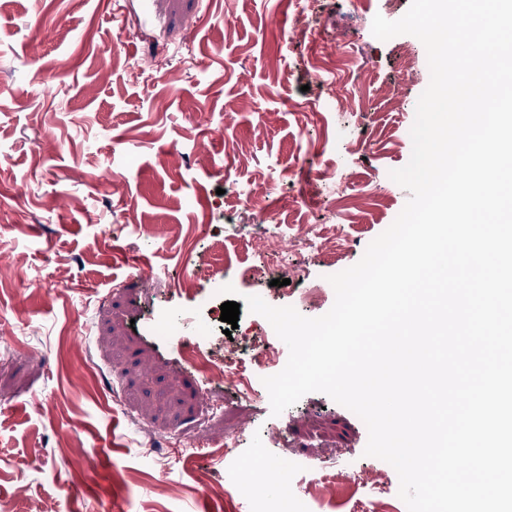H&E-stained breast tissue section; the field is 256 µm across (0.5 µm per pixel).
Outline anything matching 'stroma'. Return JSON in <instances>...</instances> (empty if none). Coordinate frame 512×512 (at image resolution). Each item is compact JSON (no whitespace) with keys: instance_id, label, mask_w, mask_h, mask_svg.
Returning a JSON list of instances; mask_svg holds the SVG:
<instances>
[{"instance_id":"obj_1","label":"stroma","mask_w":512,"mask_h":512,"mask_svg":"<svg viewBox=\"0 0 512 512\" xmlns=\"http://www.w3.org/2000/svg\"><path fill=\"white\" fill-rule=\"evenodd\" d=\"M295 2L0 0V512H236L208 490L242 463L288 461L299 491L329 455L398 492L395 469L364 453V422L326 394L275 416L264 388L226 385L222 413L203 417L201 374L154 330L158 312L195 307L211 318L182 343L221 335V279L324 315L329 275L409 198L389 173L412 154L427 53L371 27L411 0H313L300 38ZM275 230L302 266L289 285L277 270L225 274L256 264L253 243ZM304 236L335 253L301 256ZM230 332L238 355L272 346L287 362L261 315L241 311Z\"/></svg>"}]
</instances>
